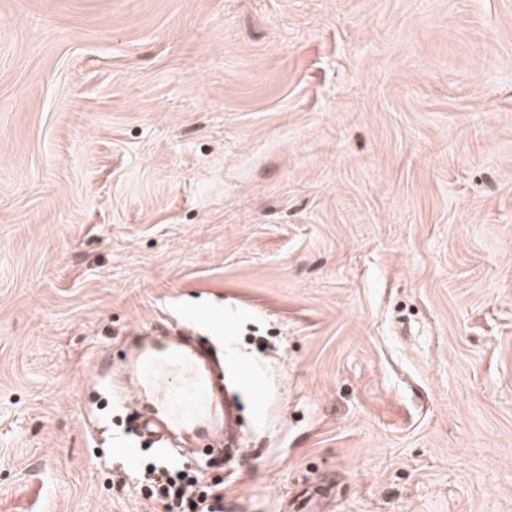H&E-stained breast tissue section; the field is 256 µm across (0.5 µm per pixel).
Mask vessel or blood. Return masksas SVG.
I'll list each match as a JSON object with an SVG mask.
<instances>
[{
	"label": "vessel or blood",
	"mask_w": 512,
	"mask_h": 512,
	"mask_svg": "<svg viewBox=\"0 0 512 512\" xmlns=\"http://www.w3.org/2000/svg\"><path fill=\"white\" fill-rule=\"evenodd\" d=\"M213 360L203 346L192 350L162 346L128 361V368L139 377L132 392L142 436L162 444L173 428L206 429L224 405L223 391L212 388L208 366Z\"/></svg>",
	"instance_id": "1"
}]
</instances>
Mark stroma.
<instances>
[{"mask_svg": "<svg viewBox=\"0 0 512 512\" xmlns=\"http://www.w3.org/2000/svg\"><path fill=\"white\" fill-rule=\"evenodd\" d=\"M154 321L239 512H512V0H0V512H152ZM214 361L211 351L201 345L194 350L153 347L138 359H121L114 368L126 366L137 373L128 410L134 416L136 403L138 432L151 442L164 444L175 427L204 431L213 415H218V407L224 412L223 389L213 390L207 368ZM173 447L181 448L185 453H196L204 455H224L232 456L242 454L248 448L247 442L244 440L243 433L237 438L233 448H228L224 441V434L217 433L208 439H194L178 437L173 442Z\"/></svg>", "mask_w": 512, "mask_h": 512, "instance_id": "35a3bbf8", "label": "stroma"}]
</instances>
